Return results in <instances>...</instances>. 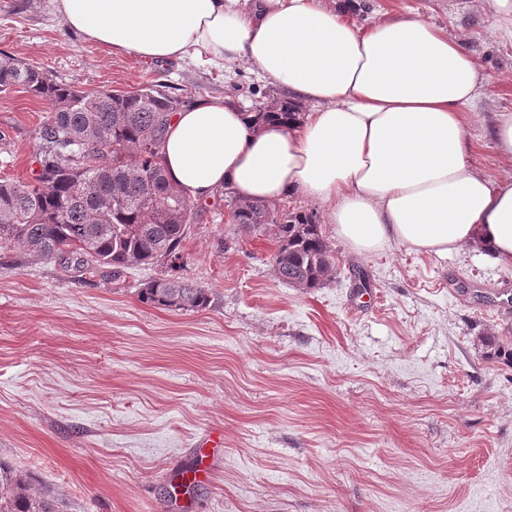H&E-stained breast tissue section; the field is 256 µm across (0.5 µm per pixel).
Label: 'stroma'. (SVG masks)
I'll list each match as a JSON object with an SVG mask.
<instances>
[{
  "mask_svg": "<svg viewBox=\"0 0 512 512\" xmlns=\"http://www.w3.org/2000/svg\"><path fill=\"white\" fill-rule=\"evenodd\" d=\"M464 37L482 74L470 162L512 177L493 137L512 111V45L482 0H366ZM0 53L94 92L157 84L188 102L252 107L273 85L247 64L109 53L54 0H0ZM46 102L0 95V180L26 182ZM314 212L335 261L321 287L273 269L276 229L247 233L202 203L175 262L83 274L0 254V461L60 512H512V264L467 247L355 253ZM206 288L210 305L143 303L151 280ZM198 467L182 492L168 473Z\"/></svg>",
  "mask_w": 512,
  "mask_h": 512,
  "instance_id": "stroma-1",
  "label": "stroma"
}]
</instances>
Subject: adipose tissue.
<instances>
[{
	"mask_svg": "<svg viewBox=\"0 0 512 512\" xmlns=\"http://www.w3.org/2000/svg\"><path fill=\"white\" fill-rule=\"evenodd\" d=\"M55 2L70 30L111 51L244 61L308 104L297 128L255 125L226 97L175 112L162 154L190 198L298 195L360 254L476 245L512 264V178L492 182L469 161L481 73L462 37L407 14L358 27L355 0Z\"/></svg>",
	"mask_w": 512,
	"mask_h": 512,
	"instance_id": "ef3b65f1",
	"label": "adipose tissue"
}]
</instances>
